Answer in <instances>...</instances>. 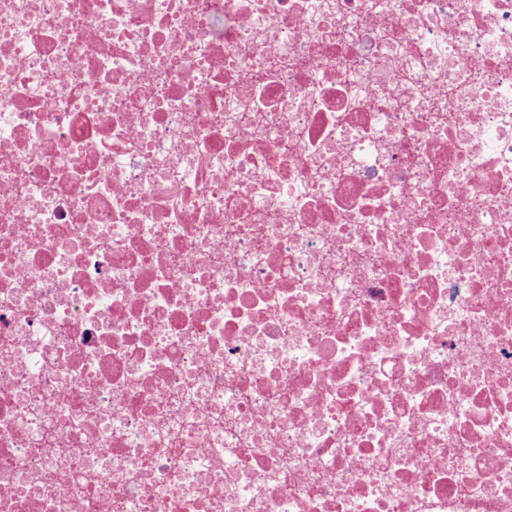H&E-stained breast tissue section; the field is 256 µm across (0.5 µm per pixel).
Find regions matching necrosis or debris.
I'll use <instances>...</instances> for the list:
<instances>
[{
    "label": "necrosis or debris",
    "instance_id": "1",
    "mask_svg": "<svg viewBox=\"0 0 512 512\" xmlns=\"http://www.w3.org/2000/svg\"><path fill=\"white\" fill-rule=\"evenodd\" d=\"M0 512H512V0H0Z\"/></svg>",
    "mask_w": 512,
    "mask_h": 512
}]
</instances>
